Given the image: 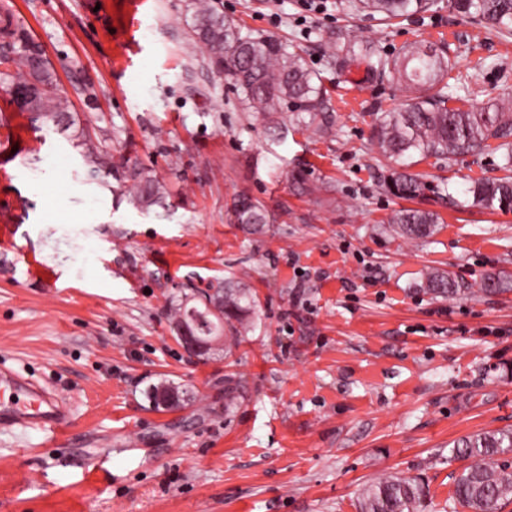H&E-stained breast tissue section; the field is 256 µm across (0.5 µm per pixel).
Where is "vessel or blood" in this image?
<instances>
[{
	"label": "vessel or blood",
	"mask_w": 512,
	"mask_h": 512,
	"mask_svg": "<svg viewBox=\"0 0 512 512\" xmlns=\"http://www.w3.org/2000/svg\"><path fill=\"white\" fill-rule=\"evenodd\" d=\"M36 428L58 448L68 445L70 411L54 393L32 378L0 368V429Z\"/></svg>",
	"instance_id": "1"
}]
</instances>
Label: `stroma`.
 Segmentation results:
<instances>
[{"mask_svg":"<svg viewBox=\"0 0 512 512\" xmlns=\"http://www.w3.org/2000/svg\"><path fill=\"white\" fill-rule=\"evenodd\" d=\"M243 31L297 45L333 109L328 134L275 138L188 39V0H0V23L39 46L81 124L112 160L83 162L74 129L31 125L11 95L0 33V364L70 408L71 454L31 428L0 432V512H359L366 486L417 477L422 512H467L454 497V441L512 429V212L461 208L498 156L413 157L415 208L433 235L388 233L404 202L383 182L378 116L415 93L330 47L444 50L462 109L512 100V33L436 0L388 24L335 0H222ZM151 170L162 204H131L126 168ZM447 187L448 196L438 195ZM247 195L275 221L236 224ZM457 294L426 288L428 273ZM256 306L239 342L191 358L175 332L192 287L225 279ZM179 406H154V387Z\"/></svg>","mask_w":512,"mask_h":512,"instance_id":"obj_1","label":"stroma"}]
</instances>
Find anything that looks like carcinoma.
Returning a JSON list of instances; mask_svg holds the SVG:
<instances>
[{"instance_id": "1", "label": "carcinoma", "mask_w": 512, "mask_h": 512, "mask_svg": "<svg viewBox=\"0 0 512 512\" xmlns=\"http://www.w3.org/2000/svg\"><path fill=\"white\" fill-rule=\"evenodd\" d=\"M433 0H359L356 7L379 13L384 19L407 18L423 13ZM194 22L189 40L206 49L204 62L215 72L230 78L242 103L263 113L270 120L283 110L296 114L300 124L315 126L326 132L331 128L328 109L319 75L311 70L303 57L290 44L273 37H254L242 32L224 18L216 4L193 0L189 4ZM448 9L475 18L501 32H512V0H448ZM12 62L18 69V81L30 83L34 96L28 103L31 121L44 124L58 122L69 116V100L56 90L54 72L41 66V51L24 39ZM328 60L346 67L354 62L365 65L374 77L388 74L405 81L417 92L416 101L398 112L388 113L373 130L383 156L398 162L385 180L393 196L412 200L425 187L418 175L404 169V158L417 153L456 158L485 153L499 154V169L506 175L472 182L466 195L471 205L491 211H512V102L490 99L477 108L463 110L449 106L453 95L448 93V74L452 71L443 51L422 44H408L385 55L348 45L337 49ZM77 137L84 146V160L94 173H108L110 159L86 138L84 129ZM129 177L137 183V203L157 204L163 198L159 183L145 170L133 168ZM236 223L252 233L263 230L268 223L264 207L248 197L235 201ZM438 217L431 211L401 208L394 211L388 223L412 238L433 233ZM428 287L446 294L456 283L446 272L429 277ZM252 297L244 289L224 284V307L211 310L207 305L178 308L179 323L188 324L201 336L223 331L224 321H243ZM512 452V430L487 432L465 438L451 449L458 458H477ZM454 495L470 512H497L498 506L512 499V470L508 466L488 467L479 463L466 466L455 479ZM422 487L415 479L389 476L370 484L359 504L360 512H419Z\"/></svg>"}]
</instances>
